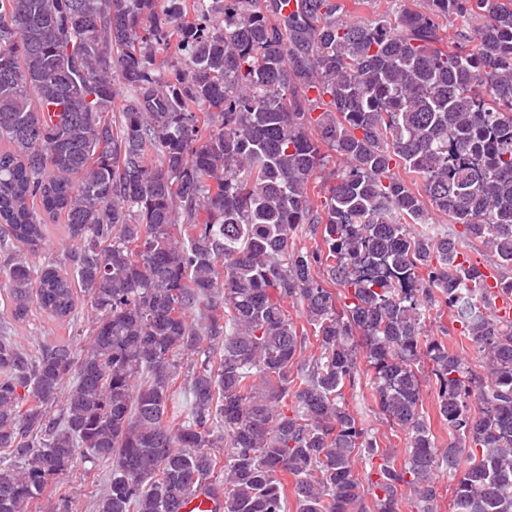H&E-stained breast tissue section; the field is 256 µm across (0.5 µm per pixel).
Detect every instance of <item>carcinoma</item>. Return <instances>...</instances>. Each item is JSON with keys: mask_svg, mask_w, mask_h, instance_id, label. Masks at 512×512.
Masks as SVG:
<instances>
[{"mask_svg": "<svg viewBox=\"0 0 512 512\" xmlns=\"http://www.w3.org/2000/svg\"><path fill=\"white\" fill-rule=\"evenodd\" d=\"M431 2L365 23L335 0H0V291L17 320L93 311L34 354L0 322V512L51 484L48 512H78L86 464L94 512H401L406 487L433 512L441 469L451 512H512V320L458 260L490 249L512 294V0ZM451 16L481 25L443 47ZM46 213L75 247L34 266ZM432 307L490 380L426 334ZM363 374L399 465L347 406ZM328 160L329 161L324 172L317 174V176L313 178L312 184L310 185L309 194L313 199L314 210H316L317 207L320 209L319 205L321 200H324L322 197L327 193L329 185L332 184V181L327 183L326 178L329 176L330 171L336 167V157L331 155ZM426 377V381L423 384L422 388V396H423V407L427 415V419L429 424L431 425V430L436 437V441L438 447L446 448L448 447V426L442 422L435 411L434 408V386L433 380Z\"/></svg>", "mask_w": 512, "mask_h": 512, "instance_id": "carcinoma-1", "label": "carcinoma"}]
</instances>
